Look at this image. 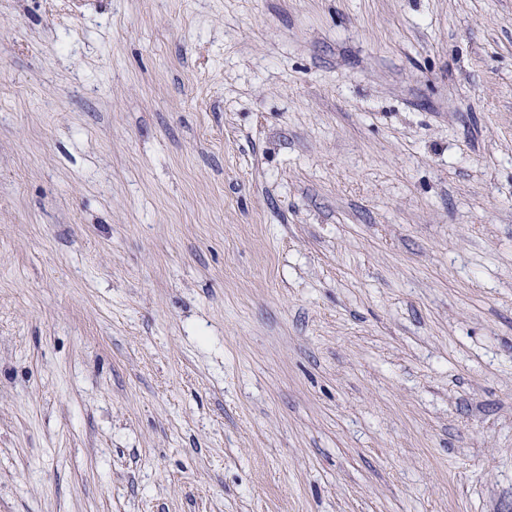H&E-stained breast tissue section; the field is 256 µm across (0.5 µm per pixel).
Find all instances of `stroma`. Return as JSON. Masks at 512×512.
<instances>
[{
    "instance_id": "stroma-1",
    "label": "stroma",
    "mask_w": 512,
    "mask_h": 512,
    "mask_svg": "<svg viewBox=\"0 0 512 512\" xmlns=\"http://www.w3.org/2000/svg\"><path fill=\"white\" fill-rule=\"evenodd\" d=\"M0 512H512V0H0Z\"/></svg>"
}]
</instances>
